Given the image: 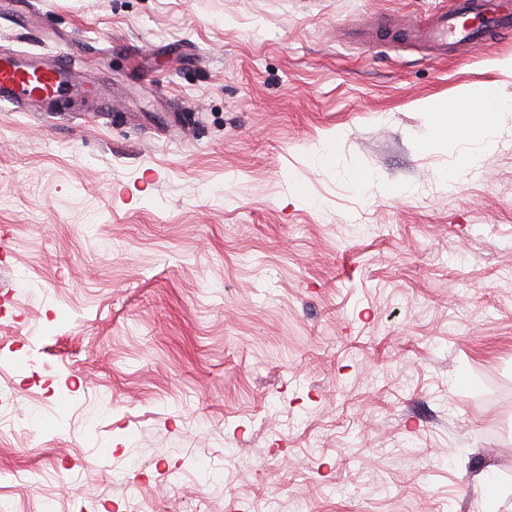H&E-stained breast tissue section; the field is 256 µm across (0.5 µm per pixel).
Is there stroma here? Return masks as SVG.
Segmentation results:
<instances>
[{"label":"stroma","mask_w":512,"mask_h":512,"mask_svg":"<svg viewBox=\"0 0 512 512\" xmlns=\"http://www.w3.org/2000/svg\"><path fill=\"white\" fill-rule=\"evenodd\" d=\"M448 0H15L0 50V506L512 512V33ZM512 31L511 0H455L427 28H416L409 38L423 37L439 46L478 48L493 34ZM40 55L0 52V105H19L23 99L55 104L72 91L74 74L60 60L45 64ZM502 105L497 97V87L487 84L479 92L451 105L446 103L432 109V112H439V123L434 127L432 135L435 138H453L475 134L479 126L473 120L474 112L491 111Z\"/></svg>","instance_id":"obj_1"}]
</instances>
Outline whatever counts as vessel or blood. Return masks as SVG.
Here are the masks:
<instances>
[{
    "instance_id": "obj_1",
    "label": "vessel or blood",
    "mask_w": 512,
    "mask_h": 512,
    "mask_svg": "<svg viewBox=\"0 0 512 512\" xmlns=\"http://www.w3.org/2000/svg\"><path fill=\"white\" fill-rule=\"evenodd\" d=\"M512 31V0H455L427 28L413 37L444 46L450 43L477 48L492 35ZM74 75L68 64H45L36 55L0 52V105L24 99L56 103L72 91Z\"/></svg>"
}]
</instances>
